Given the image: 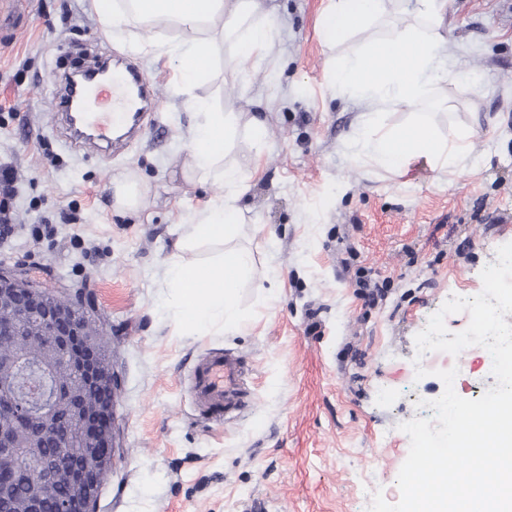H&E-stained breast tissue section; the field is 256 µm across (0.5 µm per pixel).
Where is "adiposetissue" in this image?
<instances>
[{
	"label": "adipose tissue",
	"mask_w": 512,
	"mask_h": 512,
	"mask_svg": "<svg viewBox=\"0 0 512 512\" xmlns=\"http://www.w3.org/2000/svg\"><path fill=\"white\" fill-rule=\"evenodd\" d=\"M445 7L446 0H334L324 18L325 33L360 38L348 54L330 60L338 89L363 107L365 130L351 144L355 161L399 171L421 159L448 171L467 156L468 132L441 133L420 112L427 104L447 106V87L462 95L474 88L446 63ZM91 8L109 36L135 25L177 32V77L189 92L184 105L195 117L183 172L202 182H222L224 194L189 218L165 262V276L183 320L200 329H238V291L254 273L251 254L235 244L242 229L239 200L257 159L235 149L239 113L218 110L194 88L212 79L218 56L255 64L269 59L275 36L268 0H91ZM386 17L392 23L383 34L364 38V31ZM397 108L414 111V118L376 130L379 115ZM213 241L225 245L215 264L187 259V251Z\"/></svg>",
	"instance_id": "adipose-tissue-1"
}]
</instances>
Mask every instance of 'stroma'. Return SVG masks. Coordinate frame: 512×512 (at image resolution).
I'll return each mask as SVG.
<instances>
[{"mask_svg":"<svg viewBox=\"0 0 512 512\" xmlns=\"http://www.w3.org/2000/svg\"><path fill=\"white\" fill-rule=\"evenodd\" d=\"M272 4L268 62L246 67L234 92L218 76L201 89L266 123L262 142L236 143L259 162L240 202L255 277L239 292L236 333L188 328L162 277L187 214L224 193L182 171L179 135L193 117L174 58L129 50L170 31L108 37L88 0H33L15 40L0 44V168L17 176L0 266L58 293L90 291L121 381L119 445L97 512H367L378 491L394 504L410 447L399 425L442 394L438 371L457 368L466 399L494 381L482 347L421 356L415 337L448 299L479 294L483 268L512 242V0H447L448 56L484 84L426 117L469 131L471 164L445 173L417 160L399 174L348 149L362 108L326 69L351 46L322 35L332 0ZM103 50L133 59L161 99L125 151L93 158L68 147L47 113L56 76ZM128 169L146 187L134 211L115 209L109 190ZM360 269L383 286L375 305L356 292ZM217 348L249 363L255 406L203 426L186 377ZM420 357L430 371L421 379Z\"/></svg>","mask_w":512,"mask_h":512,"instance_id":"1","label":"stroma"}]
</instances>
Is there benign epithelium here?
<instances>
[{
    "label": "benign epithelium",
    "instance_id": "7a95c632",
    "mask_svg": "<svg viewBox=\"0 0 512 512\" xmlns=\"http://www.w3.org/2000/svg\"><path fill=\"white\" fill-rule=\"evenodd\" d=\"M88 309L78 299L30 283L16 270L0 268V336L14 341L24 336L44 344L48 369L55 375L68 371L73 376L71 383L53 387L49 402L33 410L17 399L11 381L12 373L28 362L27 349L16 344L11 353L0 354V467L16 466L25 458L34 477L32 493L22 503H13L8 492L0 490V512H42L40 487L54 480L60 462L69 455L72 428L79 430L81 447L92 449V457L71 470L67 492L55 512H69L75 500L93 512L100 475L112 468L115 398L112 366ZM90 386L97 390L91 402L83 396ZM21 423L29 424L23 454L16 451ZM49 443L60 449L54 459L39 452Z\"/></svg>",
    "mask_w": 512,
    "mask_h": 512
}]
</instances>
